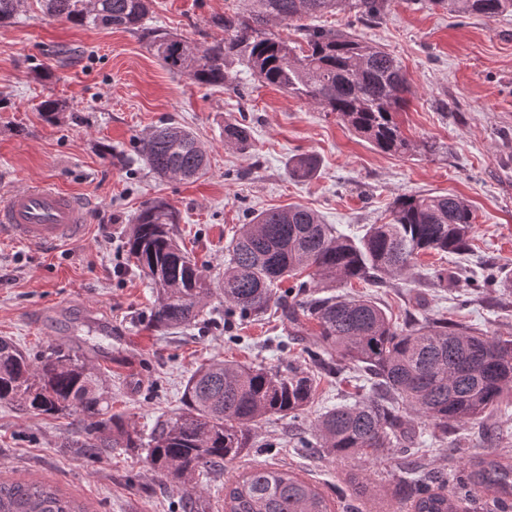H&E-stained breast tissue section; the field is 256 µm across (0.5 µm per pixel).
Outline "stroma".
<instances>
[{"label":"stroma","mask_w":512,"mask_h":512,"mask_svg":"<svg viewBox=\"0 0 512 512\" xmlns=\"http://www.w3.org/2000/svg\"><path fill=\"white\" fill-rule=\"evenodd\" d=\"M243 6V0H153L144 24L202 46L224 37L213 17ZM314 23L351 32L400 59L411 91L396 120L416 151H381L336 114L263 84L237 62L232 87L197 85L165 69L140 34L51 22L38 0H25L15 22L0 28V201L43 180L82 198L86 222L85 235L60 248L0 241V337L33 358L59 344L94 354L108 374L114 411L142 434L183 412L185 385L201 364L306 370L304 348L315 331L307 322L289 338L276 307L262 319L225 324L218 293L192 325L152 328L156 296L131 264L125 240L136 212L157 197L178 211L176 239L214 283L251 211L300 204L358 235L384 222L400 196L463 197L474 213L471 252L425 255L383 285L355 283L340 292L370 296L400 322L442 316L512 336V195L502 190L497 168L502 142L512 138V13L464 18L426 0H389L374 23L344 11ZM49 98L67 104L54 121L39 110ZM234 119L251 128L249 154L224 143V124ZM169 124L190 128L206 147L210 168L201 178H158L139 157L138 139ZM426 141L442 144L443 152L422 150ZM302 154L319 160L306 181L288 174L289 160ZM433 265L447 267L452 283L490 266L503 285L461 308L452 285H424ZM354 391L347 375L321 377L301 417L256 429L241 458L189 485L167 482L137 449L90 454L75 418L0 402V478L52 485L89 512H179L181 497L194 489L207 498L209 512H224L225 486L251 468L278 464L316 484L333 512H409L392 478L395 449L351 460L315 455L297 443L321 412ZM411 425L421 468L448 483L490 446L512 464L511 402L485 425L450 429L444 446L424 420Z\"/></svg>","instance_id":"stroma-1"}]
</instances>
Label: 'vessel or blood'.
<instances>
[{
	"mask_svg": "<svg viewBox=\"0 0 512 512\" xmlns=\"http://www.w3.org/2000/svg\"><path fill=\"white\" fill-rule=\"evenodd\" d=\"M85 207L77 197L34 181L0 203V239L53 248L84 233Z\"/></svg>",
	"mask_w": 512,
	"mask_h": 512,
	"instance_id": "obj_1",
	"label": "vessel or blood"
}]
</instances>
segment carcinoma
Instances as JSON below:
<instances>
[{
	"label": "carcinoma",
	"mask_w": 512,
	"mask_h": 512,
	"mask_svg": "<svg viewBox=\"0 0 512 512\" xmlns=\"http://www.w3.org/2000/svg\"><path fill=\"white\" fill-rule=\"evenodd\" d=\"M244 11L212 18L224 39L204 46L159 28L144 26L152 0H39L51 21L141 32L172 73L189 72L195 83L232 85L237 61L264 84L322 107L384 152L405 153L411 144L394 115L403 110L409 83L390 52L359 42L349 33L306 20L344 7L358 19H378L389 0H244ZM457 16L494 18L512 11V0H428ZM21 0H0V25L18 15ZM294 27L288 41L269 26ZM224 142L242 153L251 147L250 127L224 124ZM137 152L161 178L198 179L209 168L206 150L181 126H164L138 140ZM318 160L301 155L289 174L309 180ZM174 208L153 200L134 215L127 239L129 257L157 292L150 324L156 329L189 326L200 317L212 288L197 261L174 238ZM474 231L471 206L457 195H405L393 203L389 220L370 224L352 237L323 222L302 205L256 214L231 238L224 262V317L247 319L280 305L292 326L306 319L318 327L306 349L324 372L336 362L368 388V395L336 404L300 441L323 456L362 458L383 448L399 450L406 475L402 489L413 512H470L474 494H485L499 512L512 508V465L486 448L471 461L457 485L447 488L416 465L414 431L401 415L409 408L429 421L443 439L448 429L480 424L512 395V338L441 317L396 324L375 300L343 297L326 288L354 281L381 283L415 266L421 255H462ZM292 285L286 289V282ZM500 279L492 268L464 280L458 305ZM314 379L263 366L214 362L198 367L185 386L186 409L143 441L122 415L112 412L105 373L71 349L56 348L39 361L0 339V401L18 402L46 415H77L83 447L145 448L147 463L166 481L222 469L250 447L252 430L277 418H297L311 402ZM0 512H85L82 505L37 482H0ZM224 512H329L324 495L295 473L254 468L224 494Z\"/></svg>",
	"instance_id": "obj_1"
}]
</instances>
